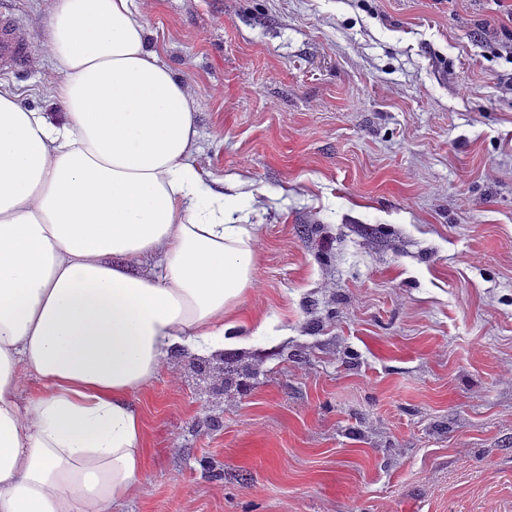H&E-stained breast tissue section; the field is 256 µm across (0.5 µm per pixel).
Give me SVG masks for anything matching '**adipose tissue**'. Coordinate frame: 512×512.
<instances>
[{
	"label": "adipose tissue",
	"instance_id": "1",
	"mask_svg": "<svg viewBox=\"0 0 512 512\" xmlns=\"http://www.w3.org/2000/svg\"><path fill=\"white\" fill-rule=\"evenodd\" d=\"M45 26L60 116L0 84V512H114L149 453L132 395L267 328L235 316L261 201L195 164V100L136 0H50Z\"/></svg>",
	"mask_w": 512,
	"mask_h": 512
}]
</instances>
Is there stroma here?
Masks as SVG:
<instances>
[{
  "label": "stroma",
  "instance_id": "obj_1",
  "mask_svg": "<svg viewBox=\"0 0 512 512\" xmlns=\"http://www.w3.org/2000/svg\"><path fill=\"white\" fill-rule=\"evenodd\" d=\"M198 166L264 206L239 311L287 325L169 357L116 512H512V0H154ZM5 76L57 116L48 0Z\"/></svg>",
  "mask_w": 512,
  "mask_h": 512
}]
</instances>
